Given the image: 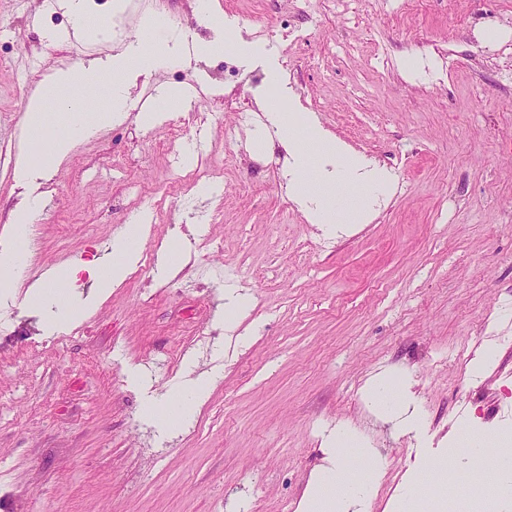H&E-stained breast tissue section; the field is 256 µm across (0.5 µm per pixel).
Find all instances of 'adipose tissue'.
<instances>
[{"instance_id":"ef3b65f1","label":"adipose tissue","mask_w":512,"mask_h":512,"mask_svg":"<svg viewBox=\"0 0 512 512\" xmlns=\"http://www.w3.org/2000/svg\"><path fill=\"white\" fill-rule=\"evenodd\" d=\"M182 56L181 41L162 40L147 48L132 44L107 59H91L76 68L54 73L44 84L41 96L33 98L29 105L34 150L54 159L64 156L76 141L91 136L96 125L123 118L130 88L139 76ZM94 85L107 86L109 91L107 106L99 110L84 94L87 87ZM47 95L54 98L49 108L42 104ZM271 119L279 142L293 161L294 193L314 200V220L323 234L342 233L339 213L343 199L354 195L365 201L381 192L386 185L384 171L371 166L360 155L345 152L315 121L300 125L280 112L273 113ZM317 154L334 158L336 171L315 185L310 180V171L312 158ZM138 243L139 227L129 225L111 252L93 266L90 276L97 285V295L108 293L125 279ZM218 378V373L212 372L187 379L184 385L162 396L146 399L143 412L161 429L178 427L207 400ZM372 396L383 419L395 431L409 434L422 427L423 411L406 382L377 380L372 385ZM351 439V434L341 427L324 437L325 462L309 481L302 501L303 512H369L368 487L339 462L342 446ZM445 441L455 457L478 465L495 478L501 489V503L511 508L512 448L502 444L487 446L465 425L449 432Z\"/></svg>"}]
</instances>
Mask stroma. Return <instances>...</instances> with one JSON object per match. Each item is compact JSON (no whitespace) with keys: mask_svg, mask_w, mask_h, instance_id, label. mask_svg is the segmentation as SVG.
Masks as SVG:
<instances>
[{"mask_svg":"<svg viewBox=\"0 0 512 512\" xmlns=\"http://www.w3.org/2000/svg\"><path fill=\"white\" fill-rule=\"evenodd\" d=\"M116 33L72 42L65 8L0 0V243H14L13 212L37 202L30 259L0 292L15 340L0 338V512H299L321 465L326 428L348 426L378 466L371 512H393L407 471L454 470L441 439L468 423L486 443L512 441V0H127ZM38 25H30V14ZM165 16L153 36L188 44L232 18L261 51L250 63L199 56L141 77L131 95L155 120L98 126L63 160H35L31 96L55 70L115 54L139 39V18ZM53 31V46L40 33ZM293 91L278 100L275 77ZM192 83L203 95L187 115L161 93ZM316 117L348 149L390 174L365 223L322 234L293 197L269 111ZM221 121H213V114ZM242 113L253 114L247 124ZM42 178L18 184L20 168ZM204 168L209 196L187 186ZM147 222L138 252L149 264L94 311L69 325L31 293L50 274L82 296L85 271L132 215ZM179 243L177 272L159 265ZM223 263L210 287L194 268ZM241 288L250 310L234 349L224 331V291ZM79 327L70 335V327ZM206 347L191 343L197 331ZM185 344L195 374L221 378L187 426L160 433L144 401L184 376L166 360ZM494 353L479 378L468 372ZM408 380L425 413L418 436H399L364 391L379 374Z\"/></svg>","mask_w":512,"mask_h":512,"instance_id":"1","label":"stroma"}]
</instances>
